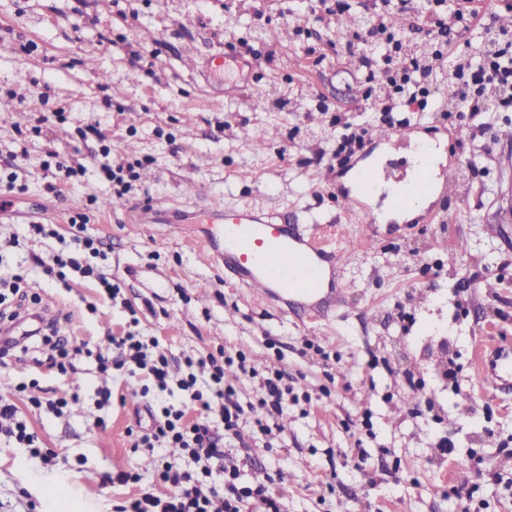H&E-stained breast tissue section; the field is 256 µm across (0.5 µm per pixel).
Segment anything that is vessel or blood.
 I'll list each match as a JSON object with an SVG mask.
<instances>
[{
	"label": "vessel or blood",
	"mask_w": 512,
	"mask_h": 512,
	"mask_svg": "<svg viewBox=\"0 0 512 512\" xmlns=\"http://www.w3.org/2000/svg\"><path fill=\"white\" fill-rule=\"evenodd\" d=\"M396 182L395 204L406 208L413 193H428L435 178L424 160H417L411 184ZM143 222L204 225L203 249L223 264L256 294L279 304L284 310L301 311L316 321L335 312L339 290L327 287L324 270L341 263L342 253L330 246L323 233L301 234L297 227L285 224L270 213L254 207L227 213L220 208L194 212L145 211ZM476 374L497 390L512 389V345L488 337L476 351Z\"/></svg>",
	"instance_id": "b4317fda"
}]
</instances>
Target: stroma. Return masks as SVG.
Segmentation results:
<instances>
[{
  "label": "stroma",
  "mask_w": 512,
  "mask_h": 512,
  "mask_svg": "<svg viewBox=\"0 0 512 512\" xmlns=\"http://www.w3.org/2000/svg\"><path fill=\"white\" fill-rule=\"evenodd\" d=\"M259 10L267 24L256 25ZM291 23L300 31L288 44L269 39ZM339 39L307 21L299 0H0V102L13 106L0 112V268L21 278L0 313L44 318L77 342L128 332L158 341L173 379L145 395L138 378L71 352L73 374L0 367V396L38 437L29 449L0 434V512H119L127 498L162 492L158 464L191 461L178 448H135V414L149 400L181 406L177 379H208L186 358L220 349L280 370L293 390L284 415L257 408L233 447L244 480L267 481L281 512H512V393L478 388L473 371L484 337L512 342V142L489 145L466 197L434 195L437 221L358 222L342 199L368 160L380 154L408 173L424 141L451 168L462 147L438 88L427 111L411 113L408 143L369 137L340 161L344 123L374 131L387 118ZM231 45L266 56L269 77L216 80ZM89 125L112 135L106 160L132 169L124 187L101 175L107 145L79 136ZM59 155L83 171L55 193ZM216 202L334 227L347 253L343 305L316 322L283 313L200 251L203 225L137 221L150 205ZM32 224L51 235H32ZM451 231L468 253L447 246ZM78 236L102 241L87 262L120 283L116 298L78 272L54 275ZM60 396L68 405L56 413L47 402ZM458 468L465 480L452 479ZM120 471L137 482L111 483ZM47 480L58 481L57 499Z\"/></svg>",
  "instance_id": "stroma-1"
}]
</instances>
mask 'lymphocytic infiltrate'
Listing matches in <instances>:
<instances>
[{"label": "lymphocytic infiltrate", "instance_id": "obj_1", "mask_svg": "<svg viewBox=\"0 0 512 512\" xmlns=\"http://www.w3.org/2000/svg\"><path fill=\"white\" fill-rule=\"evenodd\" d=\"M414 0H373L361 28L345 36L346 48L357 51L359 71L366 83L382 95L383 111L401 112L415 105L426 107L435 83L433 61L443 58L448 47L469 43L474 33L490 36L492 48L484 56L455 66L453 75L458 85L455 109L460 116L477 118L485 112H496L512 106V32L476 18L461 0H427L421 12L429 27L441 38L432 42L427 54L403 58L401 39L390 28L392 17L408 13ZM109 354H98L100 371L120 370L134 365L155 387L167 389L169 360L158 342L147 343L137 336H108ZM198 365L208 367L206 390H199L195 374L180 379L185 394L182 408H162L153 416L149 427L141 429L136 447L146 451L174 444L199 463L196 473L182 472L172 463H163L157 477L170 485L167 494L147 493L131 498L121 512H279L276 497L264 482L242 479L241 463L232 453L223 451L222 443L232 442L245 410L236 398L234 388L224 383L225 366L234 365L242 375H258L245 357L233 358L207 354ZM224 427L223 437H216L214 423ZM221 472V482H214V472Z\"/></svg>", "mask_w": 512, "mask_h": 512}]
</instances>
